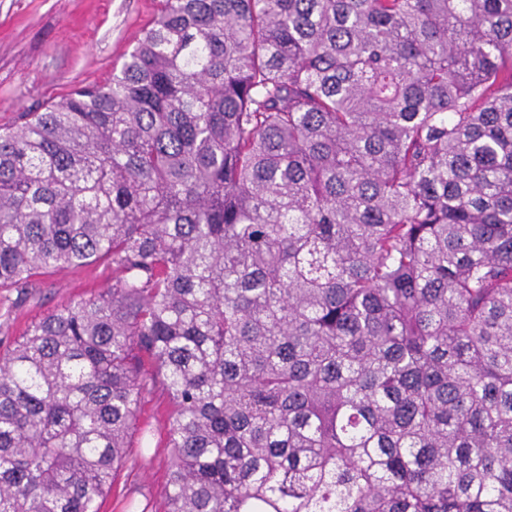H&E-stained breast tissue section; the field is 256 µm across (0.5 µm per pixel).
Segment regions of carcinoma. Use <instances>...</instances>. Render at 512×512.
<instances>
[{
	"label": "carcinoma",
	"instance_id": "obj_1",
	"mask_svg": "<svg viewBox=\"0 0 512 512\" xmlns=\"http://www.w3.org/2000/svg\"><path fill=\"white\" fill-rule=\"evenodd\" d=\"M0 512H512V0H164L0 133ZM112 283V268L92 265L58 269L36 277L28 288L0 290V352L13 347L27 325L69 298L89 297ZM168 399L160 390L146 395L140 422L149 433L145 459L138 445L132 448L129 463L119 472L112 491L100 502L99 512H164V491L169 477V450L166 446ZM132 501L128 510L126 505Z\"/></svg>",
	"mask_w": 512,
	"mask_h": 512
}]
</instances>
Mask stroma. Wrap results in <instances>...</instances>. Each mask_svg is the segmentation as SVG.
<instances>
[{
    "mask_svg": "<svg viewBox=\"0 0 512 512\" xmlns=\"http://www.w3.org/2000/svg\"><path fill=\"white\" fill-rule=\"evenodd\" d=\"M160 7L161 0H0V129L14 126L21 112L107 79ZM111 282L110 268L92 265L0 290V352L61 302L91 296ZM168 410L161 391L146 395L140 421L147 449H132L100 512H164Z\"/></svg>",
    "mask_w": 512,
    "mask_h": 512,
    "instance_id": "1",
    "label": "stroma"
}]
</instances>
